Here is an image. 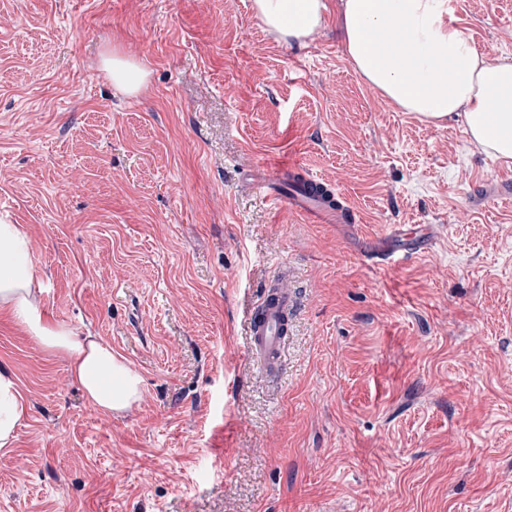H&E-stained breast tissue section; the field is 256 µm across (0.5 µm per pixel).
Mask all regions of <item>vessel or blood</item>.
<instances>
[{
	"label": "vessel or blood",
	"mask_w": 512,
	"mask_h": 512,
	"mask_svg": "<svg viewBox=\"0 0 512 512\" xmlns=\"http://www.w3.org/2000/svg\"><path fill=\"white\" fill-rule=\"evenodd\" d=\"M268 193L273 202L287 200L292 211L302 215L310 224H352L356 221L354 211L340 203L338 194L324 195L319 178L311 176L291 188L289 196H282L279 179L274 172H267ZM412 237L397 228L378 243L370 244V251L379 253L381 260H388L397 243H411ZM289 299L287 291H277L274 297L264 299L251 313L249 322V347L251 357L261 361L267 369H274L281 357L288 321Z\"/></svg>",
	"instance_id": "obj_1"
}]
</instances>
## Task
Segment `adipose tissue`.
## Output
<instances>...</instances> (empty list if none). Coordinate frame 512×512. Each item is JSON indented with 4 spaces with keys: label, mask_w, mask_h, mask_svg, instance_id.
I'll use <instances>...</instances> for the list:
<instances>
[{
    "label": "adipose tissue",
    "mask_w": 512,
    "mask_h": 512,
    "mask_svg": "<svg viewBox=\"0 0 512 512\" xmlns=\"http://www.w3.org/2000/svg\"><path fill=\"white\" fill-rule=\"evenodd\" d=\"M347 55L363 81L402 111L437 123L463 117L467 141L512 165V62L488 61L454 25L448 0H338ZM259 20L289 40L323 26L324 0H254ZM44 288L31 269L30 239L0 224V309L44 348L68 359L71 379L109 414L138 401L142 379L100 337L53 323L41 312ZM25 406L13 372L0 366V448L12 447Z\"/></svg>",
    "instance_id": "ef3b65f1"
}]
</instances>
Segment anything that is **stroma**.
Listing matches in <instances>:
<instances>
[{"mask_svg": "<svg viewBox=\"0 0 512 512\" xmlns=\"http://www.w3.org/2000/svg\"><path fill=\"white\" fill-rule=\"evenodd\" d=\"M325 3L301 43L253 0H0V221L30 238L44 315L143 379L101 413L0 310L27 403L0 512H512V199L471 203L512 166L369 88ZM451 17L512 58V0ZM291 160L358 223L243 179ZM403 224L432 245L363 256ZM273 286L294 297L274 377L246 355ZM112 73V82L125 91L134 92L140 89L144 82L145 72L135 63L113 55L106 61Z\"/></svg>", "mask_w": 512, "mask_h": 512, "instance_id": "obj_1", "label": "stroma"}]
</instances>
